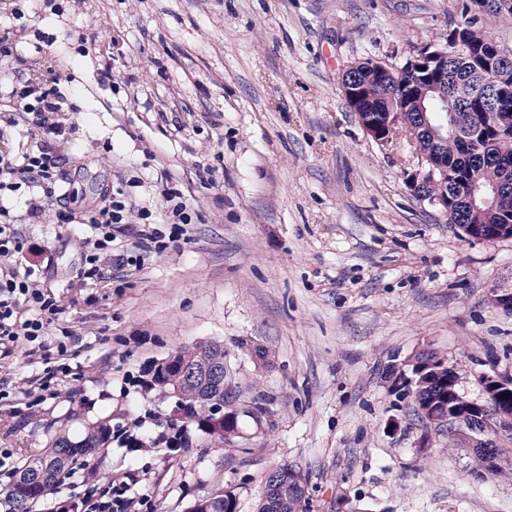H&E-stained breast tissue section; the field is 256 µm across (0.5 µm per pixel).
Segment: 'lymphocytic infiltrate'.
I'll return each mask as SVG.
<instances>
[{
    "instance_id": "lymphocytic-infiltrate-1",
    "label": "lymphocytic infiltrate",
    "mask_w": 512,
    "mask_h": 512,
    "mask_svg": "<svg viewBox=\"0 0 512 512\" xmlns=\"http://www.w3.org/2000/svg\"><path fill=\"white\" fill-rule=\"evenodd\" d=\"M10 97L20 111L30 117L40 142L37 148L26 151L20 157L0 155V256L22 252L24 245L9 227V205L20 187L32 188L33 196L26 199L27 212L32 219H39L46 205H54L58 223L86 224L93 228L96 236L86 257L87 266L83 278L92 279L100 274L104 254L113 241V227L129 223L131 216H138L145 228L141 230V248L162 251L166 244L155 230V221L166 224H189L193 216L180 189L169 180H157L156 187L166 201L162 217H155L148 208L134 209L131 191L143 187L140 179H130L106 190L102 204L84 214L67 210L63 202L67 192L61 184L58 169L60 158L51 146L60 137L65 127L60 119L64 112V101L54 85L44 81L28 80L12 87ZM56 313L54 302L45 298L36 288L29 274L11 270L0 274V338H24L33 342L47 335L52 317Z\"/></svg>"
}]
</instances>
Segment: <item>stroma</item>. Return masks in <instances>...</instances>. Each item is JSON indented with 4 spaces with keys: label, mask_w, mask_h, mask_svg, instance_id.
Instances as JSON below:
<instances>
[{
    "label": "stroma",
    "mask_w": 512,
    "mask_h": 512,
    "mask_svg": "<svg viewBox=\"0 0 512 512\" xmlns=\"http://www.w3.org/2000/svg\"><path fill=\"white\" fill-rule=\"evenodd\" d=\"M56 2L58 16L42 0H0L12 32L0 89L59 70L68 207L165 172L198 220L140 265L108 258L90 281L86 226L16 217L25 246L43 249L23 261L59 312L42 344L0 339V485L48 427L106 417L111 446L36 512L125 476L133 512H190L228 490L237 512H256L282 464L306 475V512H512V480L472 477L393 372L434 351L478 402L483 376H512V313L491 301L512 287V239L472 241L415 198L412 146L368 136L340 81L354 61L401 64L445 43L467 19L512 45V19L464 12L468 0ZM214 342L264 410L240 416L230 445L148 387L157 364Z\"/></svg>",
    "instance_id": "obj_1"
}]
</instances>
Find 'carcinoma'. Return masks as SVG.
Returning a JSON list of instances; mask_svg holds the SVG:
<instances>
[{"instance_id": "1", "label": "carcinoma", "mask_w": 512, "mask_h": 512, "mask_svg": "<svg viewBox=\"0 0 512 512\" xmlns=\"http://www.w3.org/2000/svg\"><path fill=\"white\" fill-rule=\"evenodd\" d=\"M372 60L366 59L359 65L355 79L362 86L364 104L372 112H387L391 109L408 115L426 107L432 121L448 124V118L455 119L458 133L448 136L439 145L442 157L448 160V181L443 184H427L424 191L429 194H448L458 199L455 224H473L476 221L471 209L461 200V195L474 186H491L501 179L509 182L495 206L483 216V228L490 235L502 216L512 213V135L490 136L486 145L479 147V128L489 131L491 127L482 125L477 113H486V120L502 127L512 125V94L493 109H486L483 95L478 91L480 77L468 59L448 61V80L435 85L424 101L409 94L407 77L398 80L386 79L371 69ZM224 347L218 343L187 347L178 351L168 362L158 367L154 385L160 393L180 392V411L188 418H202V424L212 434L227 440L237 436L238 412L232 409L240 394L238 385L230 376L215 382L189 381L180 373L182 366L207 368L211 371L224 370L218 362ZM451 378L455 389H460L456 370L451 374L435 376L426 384L412 387L415 403L420 407L442 401L447 384L443 378ZM220 399L230 405L224 417L217 419L210 413L207 402ZM112 428L106 420H98L84 427L79 434L63 425L50 431L43 452L24 459L14 479L0 487V506L3 512H34L35 505L57 485L62 474L71 471L76 465L86 463L100 450L109 447ZM493 456H504V449L493 446L479 448L469 456V472L482 479L487 474L512 479V466L496 467L490 464ZM307 498L299 489H289L278 493L275 512H305ZM236 497L231 491L206 496L195 502L191 512H235Z\"/></svg>"}]
</instances>
